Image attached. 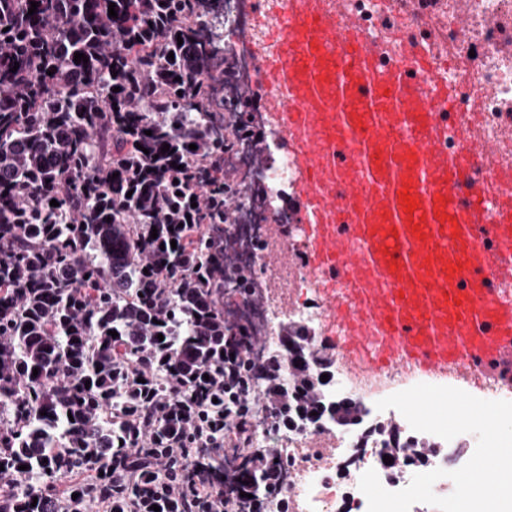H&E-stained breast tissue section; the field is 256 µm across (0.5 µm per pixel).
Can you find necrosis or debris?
<instances>
[{
    "label": "necrosis or debris",
    "instance_id": "4bbe7bcc",
    "mask_svg": "<svg viewBox=\"0 0 512 512\" xmlns=\"http://www.w3.org/2000/svg\"><path fill=\"white\" fill-rule=\"evenodd\" d=\"M364 34L380 36L400 24L403 38L383 46L377 63L391 67L415 47L427 50L433 67L415 74L425 86L452 85L458 92L455 111H440L435 120L445 131L442 148L457 153L465 137L495 140L512 131V0H349ZM284 9L277 0H224V68L227 76L215 91L230 147L224 152V185L229 206L224 215V309L249 357L279 351L284 325L302 327L315 346L326 348L335 363L324 389L327 401L349 399L361 405V421L339 426L320 424L271 428L262 407L250 424L224 422V444L248 453L276 448L288 469L279 493L265 502V512H368L359 488L364 472L376 470L384 488L398 491L418 473L446 470L433 491L445 497L454 490L450 471L462 467L477 446L475 435L452 440L413 430L394 409L377 410V401L417 384L449 386L484 400L512 401V360L507 355L479 358L463 373L433 376L415 366L375 367L372 374L345 368L337 354L345 328L333 320L322 293L336 273L313 266L311 243L301 232L295 194L302 179L297 156L283 142L281 125L264 107L272 88L264 68L278 45L268 39ZM482 113L469 123V105ZM281 254L271 264L267 254ZM396 445L401 466L386 464L384 448Z\"/></svg>",
    "mask_w": 512,
    "mask_h": 512
}]
</instances>
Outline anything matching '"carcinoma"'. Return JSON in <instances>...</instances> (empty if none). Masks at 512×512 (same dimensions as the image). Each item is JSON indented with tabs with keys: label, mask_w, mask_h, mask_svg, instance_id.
Wrapping results in <instances>:
<instances>
[{
	"label": "carcinoma",
	"mask_w": 512,
	"mask_h": 512,
	"mask_svg": "<svg viewBox=\"0 0 512 512\" xmlns=\"http://www.w3.org/2000/svg\"><path fill=\"white\" fill-rule=\"evenodd\" d=\"M36 2L0 0V512L66 476L71 512H256L274 462L219 453L240 394L262 380L288 423L356 405L226 318L222 0Z\"/></svg>",
	"instance_id": "carcinoma-1"
}]
</instances>
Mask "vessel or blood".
<instances>
[{
	"instance_id": "b4317fda",
	"label": "vessel or blood",
	"mask_w": 512,
	"mask_h": 512,
	"mask_svg": "<svg viewBox=\"0 0 512 512\" xmlns=\"http://www.w3.org/2000/svg\"><path fill=\"white\" fill-rule=\"evenodd\" d=\"M344 3L286 0L281 52L266 72L280 92L268 107L306 173L296 202L310 217V260L340 266L365 310L326 300L353 327L348 366L358 368L363 338L375 334L381 357L440 375L512 338V302L501 293L512 283V191H491L482 168L501 145L474 136L443 152L434 111L455 106L453 90L411 80L429 67L420 50L376 66L377 44ZM483 224L494 228L498 260L476 236Z\"/></svg>"
}]
</instances>
